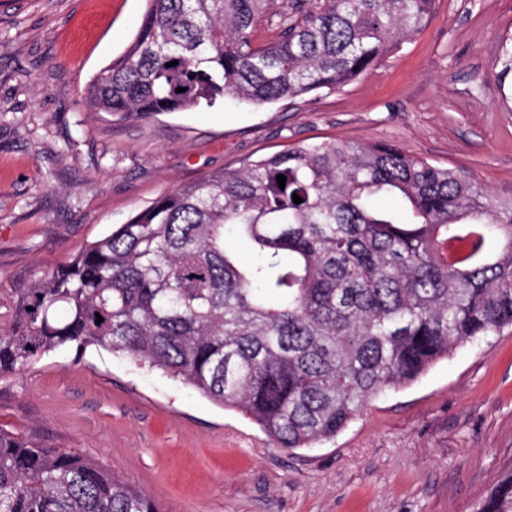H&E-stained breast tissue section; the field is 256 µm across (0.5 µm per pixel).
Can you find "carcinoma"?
Returning <instances> with one entry per match:
<instances>
[{"instance_id":"obj_1","label":"carcinoma","mask_w":512,"mask_h":512,"mask_svg":"<svg viewBox=\"0 0 512 512\" xmlns=\"http://www.w3.org/2000/svg\"><path fill=\"white\" fill-rule=\"evenodd\" d=\"M433 3L147 0L85 100L147 117L304 99L411 40ZM271 11L279 25L262 37ZM506 328L512 199L396 145L322 141L178 187L34 280L0 328V377L96 346L240 412L280 448H311ZM0 512L161 510L105 464L0 427ZM474 512H512V475Z\"/></svg>"}]
</instances>
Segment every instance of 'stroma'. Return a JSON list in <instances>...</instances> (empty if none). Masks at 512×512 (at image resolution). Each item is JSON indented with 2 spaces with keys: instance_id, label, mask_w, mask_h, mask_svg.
<instances>
[{
  "instance_id": "35a3bbf8",
  "label": "stroma",
  "mask_w": 512,
  "mask_h": 512,
  "mask_svg": "<svg viewBox=\"0 0 512 512\" xmlns=\"http://www.w3.org/2000/svg\"><path fill=\"white\" fill-rule=\"evenodd\" d=\"M145 10L0 0V325L36 277L160 196L297 144H395L512 197V0H435L410 42L303 101L88 111L86 85ZM0 427L99 459L164 512H472L512 473V329L456 348L308 449L95 346L1 377Z\"/></svg>"
}]
</instances>
